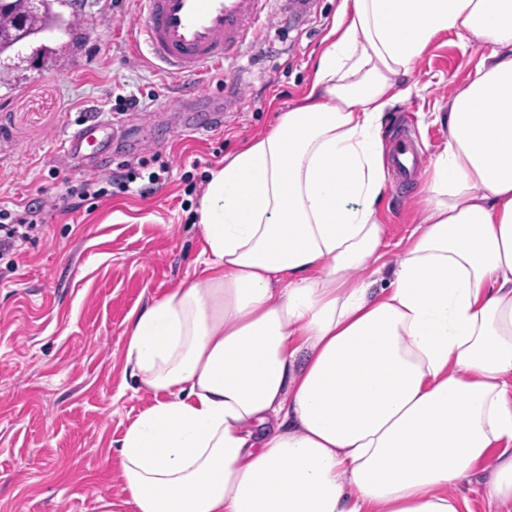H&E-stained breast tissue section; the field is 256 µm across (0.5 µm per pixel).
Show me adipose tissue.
I'll return each instance as SVG.
<instances>
[{
  "label": "adipose tissue",
  "instance_id": "adipose-tissue-1",
  "mask_svg": "<svg viewBox=\"0 0 512 512\" xmlns=\"http://www.w3.org/2000/svg\"><path fill=\"white\" fill-rule=\"evenodd\" d=\"M301 105L212 171L201 277L132 313L154 400L101 512H512V0H344ZM455 32L420 223L384 285L381 132Z\"/></svg>",
  "mask_w": 512,
  "mask_h": 512
}]
</instances>
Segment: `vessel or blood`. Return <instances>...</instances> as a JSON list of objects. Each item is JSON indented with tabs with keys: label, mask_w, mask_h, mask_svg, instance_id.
<instances>
[{
	"label": "vessel or blood",
	"mask_w": 512,
	"mask_h": 512,
	"mask_svg": "<svg viewBox=\"0 0 512 512\" xmlns=\"http://www.w3.org/2000/svg\"><path fill=\"white\" fill-rule=\"evenodd\" d=\"M268 0H143V21L134 33L156 65L185 78H194L232 59L248 38L257 36ZM109 125L86 121L64 141L68 156L90 147L105 151ZM417 160L406 137L393 149L399 177H407Z\"/></svg>",
	"instance_id": "obj_1"
}]
</instances>
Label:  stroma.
I'll return each mask as SVG.
<instances>
[{
  "label": "stroma",
  "mask_w": 512,
  "mask_h": 512,
  "mask_svg": "<svg viewBox=\"0 0 512 512\" xmlns=\"http://www.w3.org/2000/svg\"><path fill=\"white\" fill-rule=\"evenodd\" d=\"M343 0H315L296 24L279 16L223 72L201 75L210 98L183 97L185 78L157 68L133 42L141 0H82L72 33L45 38L43 68L19 58L0 65V209L49 203L87 179L132 169L130 192L113 190L70 213L49 209L39 239L16 271L0 277V512H100L120 495L112 450L154 396L125 372L130 314L197 279L203 242L198 208L212 170L303 98ZM486 49L444 32L416 62V88L389 112L384 143L408 134L423 163L444 146L449 95ZM240 100L224 125L185 140L186 112ZM138 98L133 108L124 99ZM112 122L106 161L65 157L61 142L88 114ZM169 171L157 184L148 175ZM422 177L389 181L381 205L383 260L394 264L423 217Z\"/></svg>",
  "instance_id": "obj_1"
}]
</instances>
